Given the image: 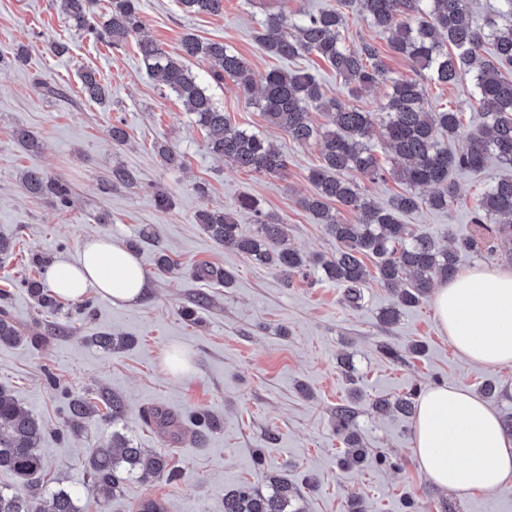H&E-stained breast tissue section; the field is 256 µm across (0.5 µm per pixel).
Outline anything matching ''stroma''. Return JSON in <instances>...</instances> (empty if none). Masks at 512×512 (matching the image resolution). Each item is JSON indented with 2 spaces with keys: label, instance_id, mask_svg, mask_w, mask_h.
Here are the masks:
<instances>
[{
  "label": "stroma",
  "instance_id": "35a3bbf8",
  "mask_svg": "<svg viewBox=\"0 0 512 512\" xmlns=\"http://www.w3.org/2000/svg\"><path fill=\"white\" fill-rule=\"evenodd\" d=\"M277 0H224L219 16L187 15L177 0H141L145 35L171 53L184 36L224 42L245 57L255 74L280 67V60L260 50L256 36L266 12ZM349 45L374 43L386 68L414 75L413 63L392 53L388 35L358 13L347 19ZM68 43L66 55H52L51 43ZM24 62H16V51ZM302 67L329 96L378 111L386 85L351 98L345 82L317 57ZM95 69L107 82V103L85 99L80 74ZM208 90L233 125L267 136L288 158L284 175L267 176L214 159L207 134L181 101L141 69L134 44L111 46L72 32L56 0H0V238L11 244L0 255V290L7 309L26 337L0 343V384L19 405L41 422L45 475L52 488L78 490L81 512H137L152 499L164 512H220L226 490L266 487L269 477L288 474L303 495L305 512H347L350 495L363 497L367 512H403V499L414 494L421 512H512V483L492 492L448 493L421 474L412 447L413 423L375 414L371 405L384 397L422 391L439 384L479 392L489 380L501 391L491 407L512 416V363L477 364L458 354L438 327L432 298L405 309L392 325L379 316L392 302L379 285L367 288L362 307L352 308L343 291L325 278L287 286L281 275L245 256L224 251L196 224L203 208L235 213L246 232L250 214L239 200L257 198L266 212L288 226V245L310 256H328L336 242L299 201L310 193V171L319 165L318 146L294 143L271 127L260 109L249 104L232 80ZM473 83L461 75L450 87L428 85L432 109H456L465 123L480 120L472 98ZM123 123L130 139L112 141V126ZM29 130L37 149L20 144L14 131ZM181 155V167L166 165L157 146ZM131 170V185L108 186L113 168ZM37 169L48 179L69 184L73 203L59 209L51 196L34 197L21 183L24 171ZM491 166L474 176L452 172L461 197L448 211L423 210L404 215L418 232L446 240L477 235L473 207L485 189L501 177ZM169 198L158 207L157 193ZM154 225L157 240L140 237ZM109 236L132 245L145 271L148 291L136 305L112 304L88 293V310L61 300L59 308H38L30 282L44 283L46 268L75 259L83 242ZM171 261L160 269L159 255ZM208 265L232 274L231 284L195 277ZM208 304L198 305L199 296ZM112 334L125 345L104 348L95 337ZM415 341L424 353L403 363L379 351L389 344L403 349ZM178 348L190 357L189 372L174 375L163 360ZM349 358L352 375L336 366ZM359 395L357 430L370 451L404 457L403 470H384L374 460L344 470L345 445L330 420L337 403ZM82 397L99 414L79 433L66 423L68 404ZM122 403L112 413V399ZM158 407L187 416L209 413L217 426L203 440L168 442L158 429L142 423V410ZM151 452L172 453L184 472L178 480L131 478L116 493L93 487L84 460L90 449L107 445L113 432ZM275 439H268V432Z\"/></svg>",
  "mask_w": 512,
  "mask_h": 512
}]
</instances>
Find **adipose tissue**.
I'll use <instances>...</instances> for the list:
<instances>
[{"label": "adipose tissue", "mask_w": 512, "mask_h": 512, "mask_svg": "<svg viewBox=\"0 0 512 512\" xmlns=\"http://www.w3.org/2000/svg\"><path fill=\"white\" fill-rule=\"evenodd\" d=\"M46 280L60 297L88 293L134 305L147 292L138 258L109 236L87 239L77 258L53 263ZM441 332L476 363H512V267L472 266L434 292ZM421 473L444 491H492L512 481V435L496 412L469 389L439 386L420 397L413 424Z\"/></svg>", "instance_id": "obj_1"}]
</instances>
